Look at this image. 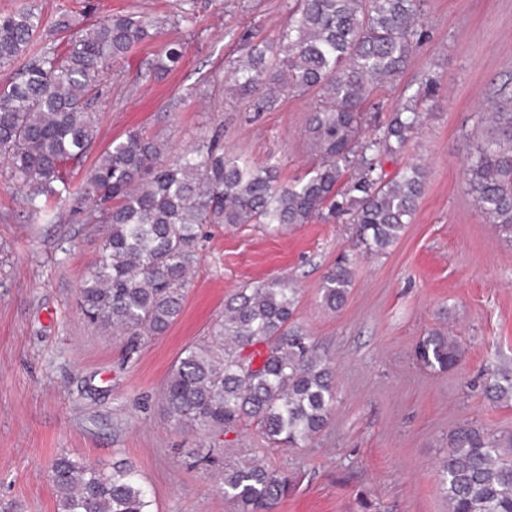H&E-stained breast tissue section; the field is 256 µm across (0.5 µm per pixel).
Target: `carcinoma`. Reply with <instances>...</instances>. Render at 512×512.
<instances>
[{"mask_svg":"<svg viewBox=\"0 0 512 512\" xmlns=\"http://www.w3.org/2000/svg\"><path fill=\"white\" fill-rule=\"evenodd\" d=\"M155 27L135 13H103L78 29L69 12L46 25L33 5L0 14V70L11 69L0 83V168L23 189L29 217L50 219L53 204L70 193L69 165L82 163L94 140L90 105L99 86ZM428 38L422 0H294L278 41L244 48L231 89L254 111L272 109L287 91L318 95L309 130L320 161L289 184L277 162L224 152L218 131L168 162L142 132L112 142L73 197L83 223L104 228L79 291L85 319L131 343L164 335L182 312L207 224L278 231L347 216L359 252L385 253L411 222L427 169L412 163L390 176L382 160L396 158L419 133V108L434 103L436 87L427 78L377 133L366 132L365 106L404 74ZM184 50L171 41L146 76L175 70ZM472 119L487 134L467 159L465 186L486 222L511 239L512 109L494 102ZM353 265L344 253L324 273L326 309L344 305ZM297 304L298 290L284 279L239 289L171 368L163 390L170 422L216 438L254 425L273 448H304L318 436L336 400L333 367L296 322ZM415 355L426 368L447 370L462 348L434 330ZM486 392L512 400V381L493 376ZM440 472L448 512H512V435L457 425ZM49 480L58 512H156L129 462L107 469L64 453ZM222 485L239 512H274L293 478L245 460L225 464Z\"/></svg>","mask_w":512,"mask_h":512,"instance_id":"1","label":"carcinoma"}]
</instances>
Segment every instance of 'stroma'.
Returning a JSON list of instances; mask_svg holds the SVG:
<instances>
[{"instance_id":"obj_1","label":"stroma","mask_w":512,"mask_h":512,"mask_svg":"<svg viewBox=\"0 0 512 512\" xmlns=\"http://www.w3.org/2000/svg\"><path fill=\"white\" fill-rule=\"evenodd\" d=\"M290 0H198L197 21L175 26L181 0H85L90 8L152 17L158 34L112 70L97 138L70 178L116 139L139 130L157 137L164 159L222 129L226 151L278 161L283 181L314 161L307 133L316 96L292 91L274 109L253 111L227 76L244 35L274 40ZM428 40L401 79L377 95L382 112L432 77L437 101L387 173L416 162L428 178L416 213L386 253L355 257L345 305L321 304L324 272L351 249L353 226L302 224L269 234L252 225L204 227L200 261L181 315L169 331L127 352L124 340L91 326L78 304L82 277L99 252L101 229L61 202L52 222L30 221L15 181L0 170V512H56L49 480L57 454L111 466L132 463L159 512H237L218 476L225 461L259 459L293 477L275 512H448L439 462L448 432L474 422L512 433V401L487 398V374L512 377V243L488 224L468 194L473 113L512 82V0H425ZM182 40L179 69L162 80L140 73L163 47ZM275 278L299 290L295 317L335 369L328 427L304 448L270 447L258 429L214 440L174 427L160 392L181 352L200 339L238 288ZM456 336L464 349L448 371L414 358L428 331Z\"/></svg>"}]
</instances>
